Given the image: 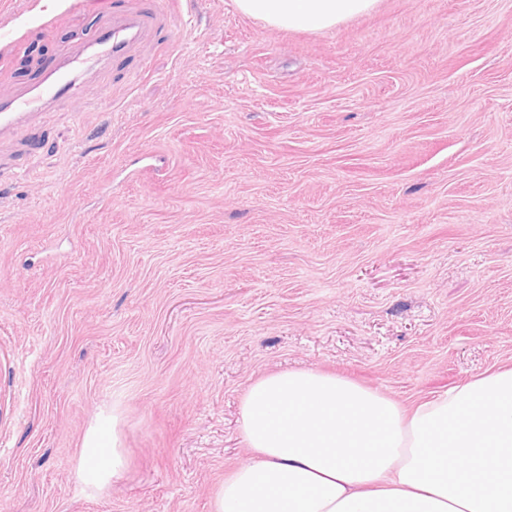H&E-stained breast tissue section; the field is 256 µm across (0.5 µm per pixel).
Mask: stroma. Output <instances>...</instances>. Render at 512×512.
Segmentation results:
<instances>
[{
  "label": "stroma",
  "instance_id": "stroma-1",
  "mask_svg": "<svg viewBox=\"0 0 512 512\" xmlns=\"http://www.w3.org/2000/svg\"><path fill=\"white\" fill-rule=\"evenodd\" d=\"M0 0V97L112 24ZM512 367V0L322 32L164 0L128 59L0 133V512H212L253 380L405 407ZM117 410L128 466L73 471Z\"/></svg>",
  "mask_w": 512,
  "mask_h": 512
}]
</instances>
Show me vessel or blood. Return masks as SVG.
<instances>
[{
    "mask_svg": "<svg viewBox=\"0 0 512 512\" xmlns=\"http://www.w3.org/2000/svg\"><path fill=\"white\" fill-rule=\"evenodd\" d=\"M161 0H145L142 10L118 13L110 32L94 39L80 53L56 61L46 72L41 85L28 89L21 96L0 101V130L20 123L32 110L49 107L59 97L76 98L87 88L85 78L106 60L129 57L134 44L144 37Z\"/></svg>",
    "mask_w": 512,
    "mask_h": 512,
    "instance_id": "vessel-or-blood-1",
    "label": "vessel or blood"
}]
</instances>
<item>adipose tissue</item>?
Returning <instances> with one entry per match:
<instances>
[{"mask_svg": "<svg viewBox=\"0 0 512 512\" xmlns=\"http://www.w3.org/2000/svg\"><path fill=\"white\" fill-rule=\"evenodd\" d=\"M377 0H235L278 30L322 31ZM120 418L88 425L74 469L92 492L127 468ZM253 452L218 487L213 512H512V368L404 409L332 373L291 369L243 394Z\"/></svg>", "mask_w": 512, "mask_h": 512, "instance_id": "ef3b65f1", "label": "adipose tissue"}]
</instances>
